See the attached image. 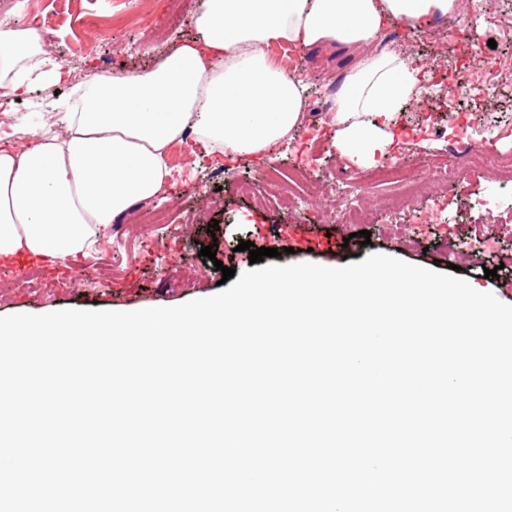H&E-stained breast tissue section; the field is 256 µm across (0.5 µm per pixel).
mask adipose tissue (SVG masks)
I'll return each mask as SVG.
<instances>
[{"mask_svg": "<svg viewBox=\"0 0 512 512\" xmlns=\"http://www.w3.org/2000/svg\"><path fill=\"white\" fill-rule=\"evenodd\" d=\"M460 10V0H200L194 39L151 69L75 85L76 105H58L66 137L41 132L0 148V257L27 252L55 265L94 249L135 203L165 196L167 153L185 134L239 158L288 140L303 123L308 88L268 59L272 43L365 47L328 127L340 157L372 160L394 140V113L422 96L425 74L412 58L370 45L388 22L422 28ZM66 74L36 27L0 23V109Z\"/></svg>", "mask_w": 512, "mask_h": 512, "instance_id": "1", "label": "adipose tissue"}]
</instances>
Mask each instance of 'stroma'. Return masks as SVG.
Masks as SVG:
<instances>
[{"label":"stroma","instance_id":"35a3bbf8","mask_svg":"<svg viewBox=\"0 0 512 512\" xmlns=\"http://www.w3.org/2000/svg\"><path fill=\"white\" fill-rule=\"evenodd\" d=\"M171 3L28 0L22 14L1 10L0 21L19 25L32 23L37 13L53 15L54 36L46 48L55 57L68 59L71 70L70 81L54 89H35L13 104V112L26 119L32 116L37 101L67 97L74 82L90 68L102 73L133 74L153 66L168 45L192 34L187 23L169 28ZM462 17L473 35L467 46L460 44L456 35L434 39L429 30L413 29L399 21L384 29L383 38H398L405 54L426 66L436 62L452 71L482 61L484 91L456 98L448 90L426 84L422 101L408 104L396 114V139L375 156L372 165L398 162L417 179L427 180L430 172L425 162L431 156L447 153L454 133L448 117L457 113L466 115L480 151L493 156L512 148V27L503 24L504 19L512 18V0H464ZM492 40L497 43L493 49L488 46ZM477 46L484 49L479 59L473 53ZM267 54L303 80H320L319 87L309 92L303 124L272 158L216 160L203 148L188 145V164L169 178L166 198L151 204L152 209L166 213L167 221L152 226L146 245L133 250L126 247L127 241L139 238L142 231L133 212L119 218L112 226L110 240L93 251L44 267L43 287H18L19 266L0 261V291L11 294L10 302L0 306V316L65 309L133 311L179 306L219 293L222 274L214 263L229 262L233 248L242 240L281 249V257L264 258L267 266L306 261L340 266L381 253L443 273L450 263L446 240L453 238L460 246H468L474 239L471 220L476 209L496 211L512 200V192L504 190L489 170L469 166L463 171L462 184L449 185L444 198L422 196L410 200L403 209H388L386 190L362 180L368 166L336 155L329 135L319 126L327 103L333 102L348 71L358 62V53L338 44L306 50L273 44ZM274 163L283 167L297 163L307 169L311 180L305 209L280 200L258 208L239 194L240 182L260 178ZM326 178L334 181L344 195H355L359 204L372 210L370 242L329 253L295 251L293 227L297 224L315 225L321 233L335 238L359 230L358 225L339 224L328 218L330 200L319 186ZM438 210L443 213V223L421 222V215ZM214 219L219 229L211 234L207 228ZM495 232V244L479 248L480 263L458 259V276L480 291L493 293L501 302L512 304V266L500 265L504 256H512V224L496 225ZM208 245L214 246L215 259L200 256V248ZM488 268L497 269V277L485 278Z\"/></svg>","mask_w":512,"mask_h":512}]
</instances>
